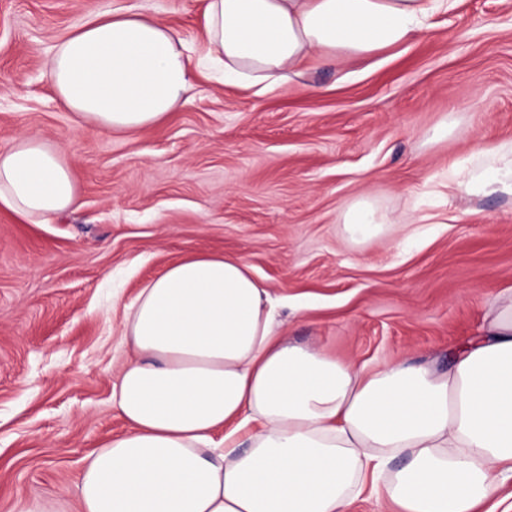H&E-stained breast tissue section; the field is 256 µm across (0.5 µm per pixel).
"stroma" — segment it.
<instances>
[{"instance_id": "35a3bbf8", "label": "stroma", "mask_w": 512, "mask_h": 512, "mask_svg": "<svg viewBox=\"0 0 512 512\" xmlns=\"http://www.w3.org/2000/svg\"><path fill=\"white\" fill-rule=\"evenodd\" d=\"M204 4L0 0V148L58 145L80 197L41 224L0 207V512H77L82 458L127 428L110 402L125 308L186 254L243 259L286 300L292 341L369 364L447 368L512 293V198L446 188L451 164L512 141V0H459L429 34L260 96L200 79L148 130L74 125L44 75L61 39L133 8L200 55ZM362 198L406 223L351 240L342 214Z\"/></svg>"}]
</instances>
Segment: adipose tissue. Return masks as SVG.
I'll use <instances>...</instances> for the list:
<instances>
[{
    "label": "adipose tissue",
    "mask_w": 512,
    "mask_h": 512,
    "mask_svg": "<svg viewBox=\"0 0 512 512\" xmlns=\"http://www.w3.org/2000/svg\"><path fill=\"white\" fill-rule=\"evenodd\" d=\"M458 0H206L210 61L228 84L271 89L317 60L398 47ZM46 77L76 125L132 132L185 102L189 42L136 11L98 14L59 42ZM462 195L512 197V141L453 163ZM65 152L19 135L0 149V205L28 219L75 208ZM389 218L366 199L358 240ZM112 390L128 425L83 459L79 512H343L363 492L399 512H478L512 479V297L448 370L407 359L371 368L291 344L280 306L239 258L197 253L139 291ZM399 468H391L394 459Z\"/></svg>",
    "instance_id": "adipose-tissue-1"
}]
</instances>
